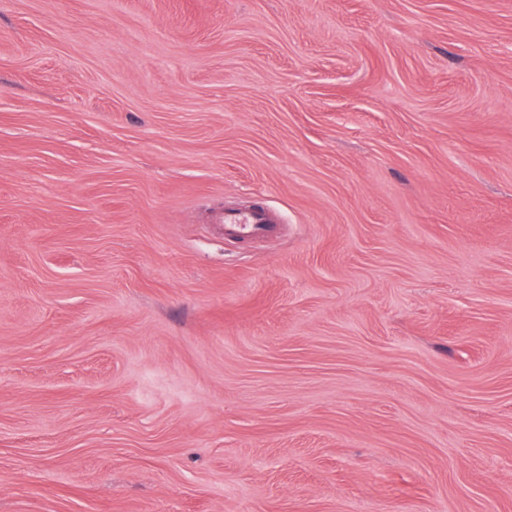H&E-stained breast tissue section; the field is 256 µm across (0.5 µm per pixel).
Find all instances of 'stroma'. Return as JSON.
<instances>
[{"label": "stroma", "mask_w": 512, "mask_h": 512, "mask_svg": "<svg viewBox=\"0 0 512 512\" xmlns=\"http://www.w3.org/2000/svg\"><path fill=\"white\" fill-rule=\"evenodd\" d=\"M0 512H512V0H0ZM279 218L269 211L257 209L249 212L224 211L217 224H224V235L249 238L272 233Z\"/></svg>", "instance_id": "obj_1"}]
</instances>
